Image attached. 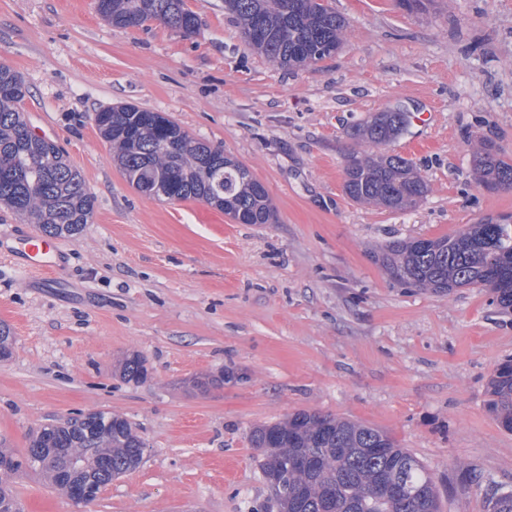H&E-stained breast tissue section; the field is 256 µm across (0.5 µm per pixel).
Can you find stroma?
<instances>
[{
  "instance_id": "35a3bbf8",
  "label": "stroma",
  "mask_w": 512,
  "mask_h": 512,
  "mask_svg": "<svg viewBox=\"0 0 512 512\" xmlns=\"http://www.w3.org/2000/svg\"><path fill=\"white\" fill-rule=\"evenodd\" d=\"M329 3L347 22L341 49L288 69L245 42L224 0H188L190 36L112 26L95 0H0V62L29 88L30 127L95 201L50 274L26 271L14 249L35 227L0 207V322L13 332L0 438L21 452L64 418H127L143 461L88 512H258L270 491L250 431L298 410L390 434L432 471L442 512H488L491 487L512 489V432L487 408L491 375L512 360V312L484 288L395 281L372 258L391 240L512 214V191L480 188L471 166L486 136L512 159V0ZM124 104L243 163L275 223L136 191L92 121ZM390 109L413 121L388 152L430 184L409 212L343 191L346 129ZM132 353L145 382L117 372ZM219 373L223 386L194 387ZM14 492L23 512L74 509L32 473Z\"/></svg>"
}]
</instances>
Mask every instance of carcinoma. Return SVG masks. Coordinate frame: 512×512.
<instances>
[{"instance_id": "1", "label": "carcinoma", "mask_w": 512, "mask_h": 512, "mask_svg": "<svg viewBox=\"0 0 512 512\" xmlns=\"http://www.w3.org/2000/svg\"><path fill=\"white\" fill-rule=\"evenodd\" d=\"M98 13L121 28L159 20L186 35L197 18L182 0H96ZM244 39L278 66L301 67L331 57L341 47L346 20L327 0H224ZM29 89L22 77L0 64V207L30 219L49 239L76 238L93 215V196L81 174L54 141L38 136L24 117ZM407 113L387 110L346 132L369 150L343 154V189L359 203L403 211L430 192L414 162L383 150L398 138ZM100 135L115 149L123 176L137 190L160 184L168 201L198 200L237 224H271L275 211L264 185L239 162L189 135L167 116L134 105L94 114ZM473 171L493 189L512 190V159L490 138L472 153ZM373 258L394 280L449 294L483 287L505 311L512 310V217L485 218L453 236L393 240ZM120 377L136 383L148 369L138 354L126 356ZM489 412L512 432V362L500 364L488 383ZM63 443L84 470L94 459L112 463L106 484L142 462L145 442L124 417L97 411L43 427L28 438L29 448ZM250 443L279 512H441L434 475L386 432L329 414L299 410L288 418L254 427ZM28 468L68 495L70 484L50 462L17 455L0 442V504L13 506L14 476ZM489 512H512V490L494 494Z\"/></svg>"}]
</instances>
